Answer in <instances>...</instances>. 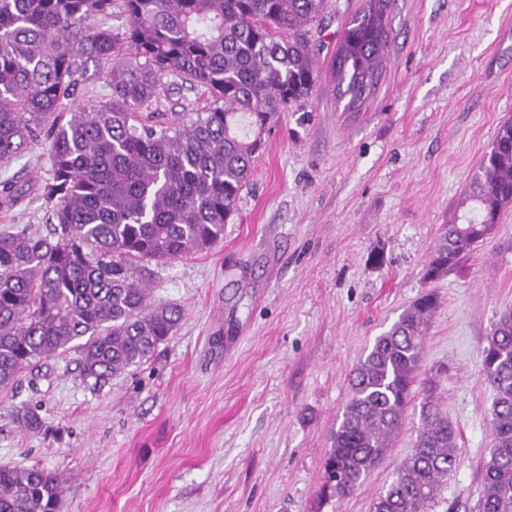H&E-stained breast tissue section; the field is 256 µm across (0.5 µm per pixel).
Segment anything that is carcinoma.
Instances as JSON below:
<instances>
[{
  "label": "carcinoma",
  "instance_id": "obj_1",
  "mask_svg": "<svg viewBox=\"0 0 512 512\" xmlns=\"http://www.w3.org/2000/svg\"><path fill=\"white\" fill-rule=\"evenodd\" d=\"M120 4L125 24L104 19ZM323 0H0V164L41 145L50 163L41 196L48 234L0 232V386L62 351L80 353L93 387L149 357L182 319L151 302V264L206 251L224 239L261 142L255 126L305 101L317 74L310 42ZM393 0H366L336 43L335 80L348 105L378 81L390 47ZM108 65L110 94L76 101L89 61ZM200 112L167 119L150 108L184 87ZM26 194L0 182V205ZM512 205V120L431 249L433 281L495 232ZM438 307L421 293L352 370L339 425L323 463L322 495H350L400 430ZM494 392L492 448L476 512H512V309L482 351ZM421 382L413 451L374 502V512H428L456 464L457 432ZM17 423L43 419L23 409ZM65 480L39 467L0 465V512H57Z\"/></svg>",
  "mask_w": 512,
  "mask_h": 512
}]
</instances>
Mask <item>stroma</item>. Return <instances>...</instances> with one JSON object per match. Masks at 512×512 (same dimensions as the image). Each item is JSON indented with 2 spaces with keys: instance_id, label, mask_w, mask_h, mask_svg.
I'll return each instance as SVG.
<instances>
[{
  "instance_id": "obj_1",
  "label": "stroma",
  "mask_w": 512,
  "mask_h": 512,
  "mask_svg": "<svg viewBox=\"0 0 512 512\" xmlns=\"http://www.w3.org/2000/svg\"><path fill=\"white\" fill-rule=\"evenodd\" d=\"M363 4L325 0L314 91L270 125L223 242L153 267V300L183 311L176 334L99 390L73 349L0 388V465L63 473L58 512H373L412 450L418 404L351 495L319 503L322 463L351 370L428 289L439 306L419 375L435 377L458 434L432 512H473L492 439L482 349L512 308V206L442 277L423 268L512 120V0H395L385 68L350 109L336 32ZM47 169L39 147L0 165V180L30 179L0 230L47 234ZM25 406L41 431L16 424Z\"/></svg>"
}]
</instances>
